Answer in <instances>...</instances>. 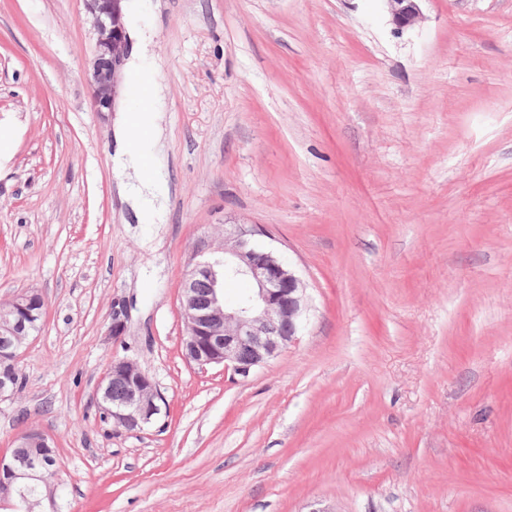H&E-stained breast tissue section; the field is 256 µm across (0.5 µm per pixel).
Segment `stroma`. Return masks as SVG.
<instances>
[{
    "label": "stroma",
    "mask_w": 512,
    "mask_h": 512,
    "mask_svg": "<svg viewBox=\"0 0 512 512\" xmlns=\"http://www.w3.org/2000/svg\"><path fill=\"white\" fill-rule=\"evenodd\" d=\"M165 90L162 224L136 223L94 112L83 0H0V303L34 290L29 427L61 512H512V0H131ZM265 228L307 285L241 377L182 353L187 261ZM166 403L102 422L112 357ZM391 18L395 29L403 30L418 25L423 20L419 2L422 0H380Z\"/></svg>",
    "instance_id": "1"
}]
</instances>
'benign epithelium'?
<instances>
[{
    "label": "benign epithelium",
    "instance_id": "1",
    "mask_svg": "<svg viewBox=\"0 0 512 512\" xmlns=\"http://www.w3.org/2000/svg\"><path fill=\"white\" fill-rule=\"evenodd\" d=\"M126 0H84L96 36L89 70L92 106L109 112L119 94L120 74L128 48L124 23ZM397 30L411 28L423 20L421 0H382ZM262 231L253 224L237 223L224 238L223 256L209 260L198 254L211 248L204 240L193 252L180 296L184 320L185 358L200 368L222 365L246 377L276 357L300 336L307 313L306 287L296 270L272 247L261 245ZM211 280L206 301L199 300L196 276ZM244 279L251 291L227 303L224 280ZM41 295L24 291L0 307V397L17 391L19 350L27 339L22 318L40 305ZM126 389L116 400L112 387ZM97 405L103 418L116 431L137 432L153 423L161 413L163 396L153 379L133 362L114 357L101 376ZM53 439L37 428H28L16 439L10 457H0V500L17 503V512H37L42 500L59 512L56 491L61 483Z\"/></svg>",
    "mask_w": 512,
    "mask_h": 512
}]
</instances>
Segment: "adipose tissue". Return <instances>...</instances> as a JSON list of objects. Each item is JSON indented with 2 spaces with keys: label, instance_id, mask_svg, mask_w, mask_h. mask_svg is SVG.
Masks as SVG:
<instances>
[{
  "label": "adipose tissue",
  "instance_id": "ef3b65f1",
  "mask_svg": "<svg viewBox=\"0 0 512 512\" xmlns=\"http://www.w3.org/2000/svg\"><path fill=\"white\" fill-rule=\"evenodd\" d=\"M162 93L161 85L151 84L145 103L122 114L114 133L112 164L121 181L120 194L131 201L143 224L163 223L166 209V193L147 171L161 148L163 129L157 106Z\"/></svg>",
  "mask_w": 512,
  "mask_h": 512
}]
</instances>
